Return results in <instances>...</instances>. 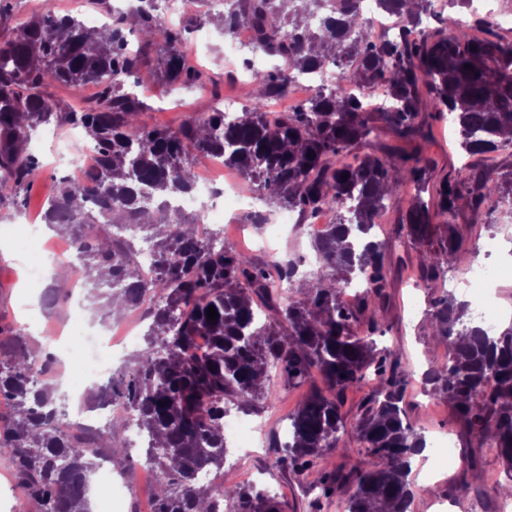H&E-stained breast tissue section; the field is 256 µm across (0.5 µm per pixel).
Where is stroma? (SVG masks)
Wrapping results in <instances>:
<instances>
[{
  "label": "stroma",
  "mask_w": 512,
  "mask_h": 512,
  "mask_svg": "<svg viewBox=\"0 0 512 512\" xmlns=\"http://www.w3.org/2000/svg\"><path fill=\"white\" fill-rule=\"evenodd\" d=\"M200 14V8H193L179 23L192 30L200 27L206 30L202 45L192 44L187 50L191 63L205 72L206 86L167 83L158 67V56H151L138 74V90L146 103L138 117L141 126L181 124L213 111L220 98L234 100L240 108L250 104L248 89L254 82L253 77H234L232 66L224 58V41L219 28L212 24L199 25ZM432 132L433 141L428 151L437 163V175L441 176L460 167L465 154L448 119L433 121ZM69 133L66 126L39 127L27 145L28 152L39 161L30 187L19 191L0 187V337L23 335L27 347H39L44 357L52 356L54 345L49 339L41 340L34 334L43 319L56 322L75 319L95 325L104 321L87 300H74L67 292L60 293L54 309H47L40 303L31 304V297L44 294L47 286L29 282L24 276L27 253L22 247V238L26 224L37 218L46 199L55 192L58 179L65 175L61 151ZM410 200L409 190L400 189L380 218L382 238L395 240L396 246L386 252L390 288L384 333L376 342L378 347L396 349L408 372L405 401L408 420L414 429L429 438L448 433L456 443V459L441 473L430 474L424 463L415 466L417 494L410 512H436L435 502L439 499L447 501V512H496L498 501L504 497L503 486L508 482L501 459L494 452L476 447L447 398L425 393L421 383L422 372L442 344L429 334L425 321L427 296L416 286L421 246L398 233L401 215ZM457 222L466 238L490 233V247L484 262L499 270L500 276L496 288L481 291L456 288L453 296L466 301L473 310L482 304L491 307L499 318L498 329L512 326V320L505 316L507 310H512V272L505 270L499 257L505 230L512 227V207L504 202L487 205L477 212L465 207ZM222 229L226 245L248 254L256 263H269L274 256L291 259L300 262L302 274H309L304 260L313 253L310 238L292 233L285 238L263 241L242 210L237 211L234 222L223 223ZM309 391V386L296 387L289 384L286 377L274 376L266 399L252 414L261 427V450L247 456L228 457L224 469L233 473L242 485L253 486L258 491H275L282 512H345L348 490H339L328 500L320 498L317 472L298 476L281 471L275 465L277 451L273 443L287 426L289 414ZM142 458L139 452L128 460L120 456L113 458V471L124 476L133 492L122 500L91 496L92 512H150L156 484L141 470Z\"/></svg>",
  "instance_id": "obj_1"
}]
</instances>
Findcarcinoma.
Masks as SVG:
<instances>
[{
	"label": "carcinoma",
	"instance_id": "obj_1",
	"mask_svg": "<svg viewBox=\"0 0 512 512\" xmlns=\"http://www.w3.org/2000/svg\"><path fill=\"white\" fill-rule=\"evenodd\" d=\"M377 2L402 25L390 40L372 39L361 0H334L333 13L317 28L312 19L322 0H230L222 30L247 23L255 48L296 73L336 67L327 92L272 122L267 102L288 92L280 69L255 75L259 91L233 123L214 111L177 127L138 125L144 102L127 83L158 42L165 44L159 65L167 81L205 84L204 73L177 50L188 28L166 24L151 0L112 17L99 40L78 18L47 11L0 42V185L29 183L37 161L27 143L38 126L54 121L84 130L99 150L101 173L82 188L60 179L42 223L76 244L93 303L118 300L128 310L144 289L159 296L145 314L146 347L110 390L146 435L145 464L160 481L151 512H220L222 502L228 512H281L274 493L237 483L215 490L198 474L226 461L227 406L255 409L272 371L302 385L314 370L323 387L288 416V441L275 444L282 448L276 466L298 475L318 469L325 499L353 488L346 512H409L412 464L426 438L407 421L406 371L396 352L374 339L388 299L384 243L374 228L407 184L435 194L431 205L411 201L402 223L408 237L426 245L420 279L428 326L448 344L447 362L430 366L423 386L448 398L477 447L491 446L512 474V327L489 336L465 322V303L438 293V282L467 249L454 223L460 201L477 211L497 195V185L468 164L432 183L435 163L425 154L432 137L425 117L445 112L469 157L512 145V41L488 17L473 14L462 23L445 16L443 5L431 8L433 0ZM129 30L138 33L135 45ZM88 83L98 86L91 109L61 108L45 92L59 84L78 93ZM387 134L411 149L365 151ZM190 149L224 155L267 203L306 219L326 206L340 209L325 238L312 241L322 273L307 289L295 287L296 262L259 265L232 248H216L197 225L170 212L168 200L194 184ZM124 229L152 244L151 273L138 265ZM438 229L443 235L435 246ZM355 277L367 288L347 308L339 294ZM210 306L215 321L208 320ZM199 336L211 341L202 358L194 353ZM36 361L21 349L0 362V398L13 411L11 423L0 426V456L10 459L17 483L41 512H90L87 488L99 442L64 424L54 388L35 375ZM366 380L375 382L376 393L348 430L341 397ZM354 442L364 449L363 465L323 466L328 453H346Z\"/></svg>",
	"mask_w": 512,
	"mask_h": 512
}]
</instances>
